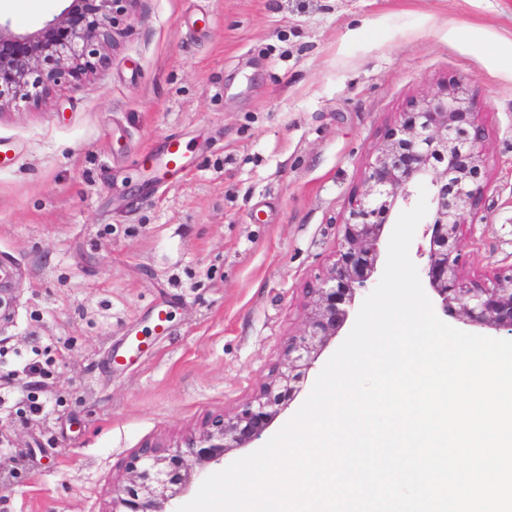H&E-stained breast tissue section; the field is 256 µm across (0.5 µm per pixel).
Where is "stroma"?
Listing matches in <instances>:
<instances>
[{
	"mask_svg": "<svg viewBox=\"0 0 512 512\" xmlns=\"http://www.w3.org/2000/svg\"><path fill=\"white\" fill-rule=\"evenodd\" d=\"M124 27L106 68L0 111V512H110L143 444L252 397L383 128L440 86L485 133L462 269L512 266V0H132ZM174 137L190 165L159 188Z\"/></svg>",
	"mask_w": 512,
	"mask_h": 512,
	"instance_id": "obj_1",
	"label": "stroma"
}]
</instances>
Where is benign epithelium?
I'll use <instances>...</instances> for the list:
<instances>
[{"mask_svg": "<svg viewBox=\"0 0 512 512\" xmlns=\"http://www.w3.org/2000/svg\"><path fill=\"white\" fill-rule=\"evenodd\" d=\"M133 0H69L44 27L15 32L0 25V112L38 105L51 91L109 64L105 49L120 35ZM484 129L467 89L446 85L397 113L372 150L363 189L341 224L333 262L307 290L306 316L270 380L231 414L206 417L173 445H149L125 465L113 486L111 512H169L198 473L260 438L303 390L308 371L354 312L356 295L377 272L385 224L408 202L409 186L431 179L432 222L424 268L427 287L446 316L470 326L512 331V266L492 285L465 280L460 265L464 224L486 191Z\"/></svg>", "mask_w": 512, "mask_h": 512, "instance_id": "obj_1", "label": "benign epithelium"}]
</instances>
